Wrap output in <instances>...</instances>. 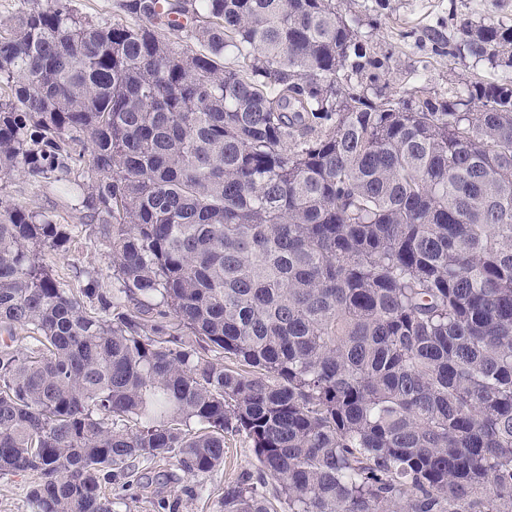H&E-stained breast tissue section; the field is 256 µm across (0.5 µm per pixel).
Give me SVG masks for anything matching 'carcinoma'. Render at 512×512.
<instances>
[{
    "instance_id": "cac0c4a2",
    "label": "carcinoma",
    "mask_w": 512,
    "mask_h": 512,
    "mask_svg": "<svg viewBox=\"0 0 512 512\" xmlns=\"http://www.w3.org/2000/svg\"><path fill=\"white\" fill-rule=\"evenodd\" d=\"M120 8L0 20V177L75 189L112 269L70 287L68 225L0 202V474L116 512L234 432L288 512H512V79L389 95L336 0ZM456 31L512 68V25ZM219 512L271 510L244 473Z\"/></svg>"
}]
</instances>
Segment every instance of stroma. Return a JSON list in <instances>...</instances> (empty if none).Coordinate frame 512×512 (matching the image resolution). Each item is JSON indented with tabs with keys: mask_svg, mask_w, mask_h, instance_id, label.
I'll list each match as a JSON object with an SVG mask.
<instances>
[{
	"mask_svg": "<svg viewBox=\"0 0 512 512\" xmlns=\"http://www.w3.org/2000/svg\"><path fill=\"white\" fill-rule=\"evenodd\" d=\"M350 13L360 20L375 19L366 29L367 38L391 58L387 91L399 94L410 90L420 95L447 90L464 80L489 77V69L472 59H452L436 51L432 33L454 37L457 18L467 17L485 23L512 24V0H351ZM0 199L23 208L43 211L57 223L81 226L84 213L76 209L73 194L52 184L32 191L28 182L15 177L0 181ZM56 277L73 283L75 267L96 270L100 280L111 282L110 263L102 250L86 234L72 243L68 252L47 256ZM224 465L199 477H182L170 482L176 469L174 460L145 458L137 470L138 487L117 505L118 512H158L161 498L180 499V512H218L225 485L243 472L258 469L251 444L244 436L229 433Z\"/></svg>",
	"mask_w": 512,
	"mask_h": 512,
	"instance_id": "1",
	"label": "stroma"
}]
</instances>
